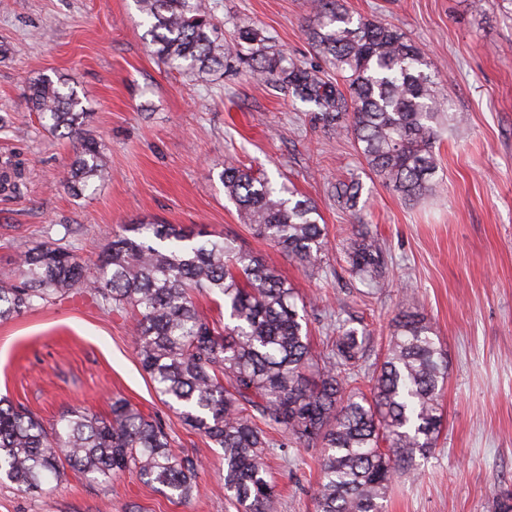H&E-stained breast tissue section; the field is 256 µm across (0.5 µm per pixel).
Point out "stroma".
Masks as SVG:
<instances>
[{"instance_id": "obj_1", "label": "stroma", "mask_w": 512, "mask_h": 512, "mask_svg": "<svg viewBox=\"0 0 512 512\" xmlns=\"http://www.w3.org/2000/svg\"><path fill=\"white\" fill-rule=\"evenodd\" d=\"M225 33L252 25L291 57H314L310 0H203ZM354 14L398 29L448 79L462 124L434 145L439 169L427 196L405 201L371 172L352 137L315 125L305 105L269 84L217 70L200 76L158 65L134 0H0V162H20L13 193L0 192V279L18 252L59 242L95 265L121 225L139 219L236 236L309 305L313 346L338 323L364 332L379 356L413 293L448 356L438 445L417 478H396L384 512H491L512 490V0H343ZM68 78L93 114L110 180L81 195L60 180L67 141L27 102L39 76ZM296 190L316 205L330 241L319 273L292 264L256 236L224 193V161ZM359 179L357 209L331 195ZM357 224L384 239L388 270L372 295L344 261ZM0 397L45 426L84 407L108 415L122 397L162 420L176 453L201 464L188 500L126 474L109 484L67 471L42 492L0 479V512H229L218 487L224 457L164 403L136 357L131 312L73 291L0 321ZM266 462L279 512H314L312 452L277 448Z\"/></svg>"}]
</instances>
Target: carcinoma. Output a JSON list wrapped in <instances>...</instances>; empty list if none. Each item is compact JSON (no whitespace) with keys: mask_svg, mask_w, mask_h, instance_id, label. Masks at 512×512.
Wrapping results in <instances>:
<instances>
[{"mask_svg":"<svg viewBox=\"0 0 512 512\" xmlns=\"http://www.w3.org/2000/svg\"><path fill=\"white\" fill-rule=\"evenodd\" d=\"M145 37L162 64L206 74L224 63L247 79L286 90L311 105L322 127L352 136L368 166L408 201L433 189V145L459 119L448 83L392 25L353 17L340 0H313L308 39L320 63L294 58L252 25L231 38L200 0H134ZM336 72L331 77L328 71ZM28 102L73 157L64 185L83 192L109 177L104 145L68 79L43 75ZM224 193L255 233L311 273L328 247L317 207L307 198L224 162ZM362 184L336 183V201L355 208ZM386 247L365 224L346 251L351 274L378 285ZM15 278L0 280V320L66 296L94 292L101 306L135 312L136 354L165 403L224 451V499L237 512H276L265 456L296 445L316 451L315 512H383L395 476L413 477L436 447L447 353L422 311L407 303L365 394L351 382L366 371V336L342 325L311 342L306 306L276 269L233 237L200 240L173 224L140 221L112 236L95 269L71 249L43 242L17 255ZM224 301L230 322L200 310L195 295ZM281 439H276V436ZM100 483L136 474L180 499L197 486L200 464L178 454L164 424L124 399L102 418L79 408L46 429L33 414L0 400V476L25 493L59 481L66 468Z\"/></svg>","mask_w":512,"mask_h":512,"instance_id":"1","label":"carcinoma"}]
</instances>
